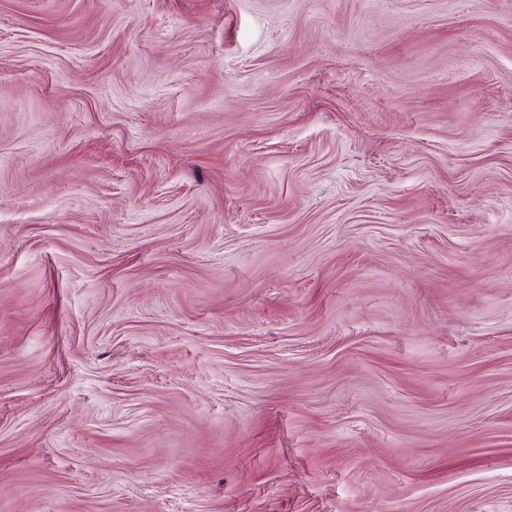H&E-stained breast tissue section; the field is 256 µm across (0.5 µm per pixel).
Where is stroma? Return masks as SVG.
<instances>
[{
    "instance_id": "stroma-1",
    "label": "stroma",
    "mask_w": 512,
    "mask_h": 512,
    "mask_svg": "<svg viewBox=\"0 0 512 512\" xmlns=\"http://www.w3.org/2000/svg\"><path fill=\"white\" fill-rule=\"evenodd\" d=\"M0 512H512V0H0Z\"/></svg>"
}]
</instances>
